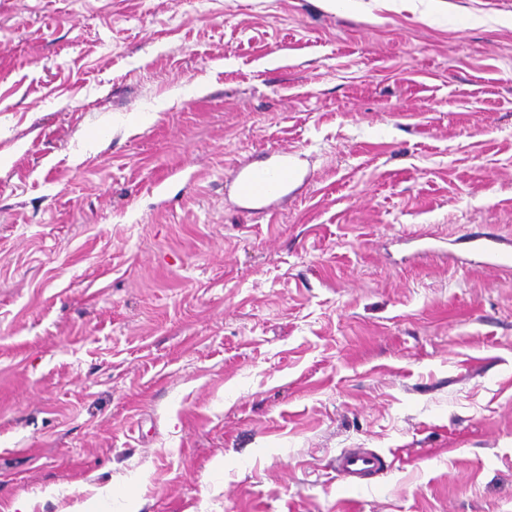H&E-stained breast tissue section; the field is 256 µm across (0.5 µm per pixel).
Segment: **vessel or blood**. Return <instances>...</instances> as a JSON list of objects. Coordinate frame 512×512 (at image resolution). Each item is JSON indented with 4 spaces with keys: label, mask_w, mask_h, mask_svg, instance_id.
Wrapping results in <instances>:
<instances>
[{
    "label": "vessel or blood",
    "mask_w": 512,
    "mask_h": 512,
    "mask_svg": "<svg viewBox=\"0 0 512 512\" xmlns=\"http://www.w3.org/2000/svg\"><path fill=\"white\" fill-rule=\"evenodd\" d=\"M299 176L294 153L280 151L272 165L243 164L236 168L232 182L239 198L266 203L276 209L288 200V187ZM483 263L502 270L512 269V249L503 248L499 239L490 237L475 247ZM389 467L386 459L368 448H349L336 457L335 470L339 480L351 487L362 486Z\"/></svg>",
    "instance_id": "obj_1"
}]
</instances>
